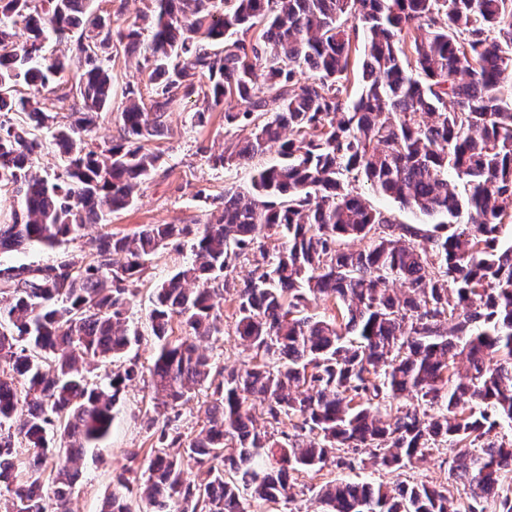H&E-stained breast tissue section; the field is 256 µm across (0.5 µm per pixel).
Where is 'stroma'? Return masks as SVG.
<instances>
[{
	"mask_svg": "<svg viewBox=\"0 0 512 512\" xmlns=\"http://www.w3.org/2000/svg\"><path fill=\"white\" fill-rule=\"evenodd\" d=\"M112 73V109L104 113L96 131V140L115 139L119 136V113L126 102L129 87H140L145 76L138 70L136 56L117 50L110 62ZM224 110L213 112L208 124L197 126L193 120L194 101L186 100L170 112L164 135L148 141V148L162 154L165 163L137 192L134 204L102 224H91L82 237L68 241L58 248H30L5 255L8 263L44 265L60 262L76 256L88 255L92 239L100 234L135 232L144 224H189L201 218L212 207V200L225 190L240 192L250 188V176L254 169L276 160V152L270 151L255 158L248 166L213 167L211 154L221 152L231 134L224 127L225 109H236L237 102L225 100ZM188 247L173 244L158 250L152 258L139 284L131 320L142 333L139 346L134 347L141 364H150L155 353L150 336L147 315L152 307L151 298L157 283L164 280L173 269L189 260ZM152 408V394L143 385L129 388L120 407L119 418L112 430L102 454L97 460H85L80 470L83 474L70 495L71 512H99L105 498L112 491L113 476L128 463L131 452L147 451L153 439L146 426L147 411ZM453 450H444L414 461L403 472H389L372 465H355L354 468L325 467L319 472L299 474L295 487L296 499L291 503L273 505L271 512H318L319 504L314 495L315 487L331 480H368L387 486L403 480L414 482L447 483L456 489L451 466Z\"/></svg>",
	"mask_w": 512,
	"mask_h": 512,
	"instance_id": "35a3bbf8",
	"label": "stroma"
}]
</instances>
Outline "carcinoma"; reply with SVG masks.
<instances>
[{"mask_svg": "<svg viewBox=\"0 0 512 512\" xmlns=\"http://www.w3.org/2000/svg\"><path fill=\"white\" fill-rule=\"evenodd\" d=\"M147 2L116 26L121 5L104 17L94 0H0V113L27 119L0 121V188L18 206L0 224V255L54 248L131 206L162 165L145 142L186 99L200 102L198 126L225 97L239 101L224 111L236 138L213 166L248 165L273 146L279 161L203 220L103 234L88 260L0 262L4 512H67L78 477L67 462L99 455L122 395L145 377L157 413L206 388L208 423L194 437L156 429L145 477L124 468L102 512H131L134 495L149 512H250L253 500L294 501L296 473L353 467L351 452L396 471L439 448L455 451L466 512H512V241L501 239L512 223V0ZM74 30L71 82L70 58L48 61L44 49ZM117 43L147 83L127 91L122 135L98 144ZM33 128L65 158L50 179L32 172ZM361 175L432 228L371 209L349 188ZM188 236L191 262L153 291L156 352L144 367L125 358L141 341L129 324L136 284L159 247ZM350 238L365 246L348 249ZM240 258L253 269L231 283ZM223 300L253 361L219 371L197 342L224 334ZM319 302L330 314L310 312ZM107 361L119 369L93 379ZM286 421L291 435L278 431ZM52 455L66 464L47 486ZM317 498L321 512H459L444 483L330 481Z\"/></svg>", "mask_w": 512, "mask_h": 512, "instance_id": "1", "label": "carcinoma"}]
</instances>
